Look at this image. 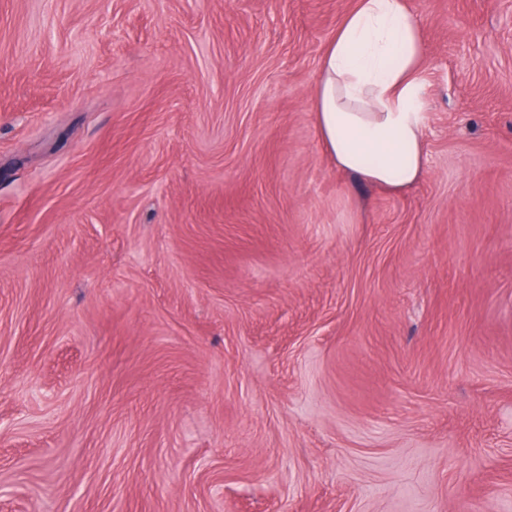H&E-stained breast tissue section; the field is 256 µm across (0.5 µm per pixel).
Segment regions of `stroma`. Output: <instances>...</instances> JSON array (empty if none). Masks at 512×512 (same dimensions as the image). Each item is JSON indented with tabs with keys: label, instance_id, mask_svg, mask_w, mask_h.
Wrapping results in <instances>:
<instances>
[{
	"label": "stroma",
	"instance_id": "35a3bbf8",
	"mask_svg": "<svg viewBox=\"0 0 512 512\" xmlns=\"http://www.w3.org/2000/svg\"><path fill=\"white\" fill-rule=\"evenodd\" d=\"M355 0H0V512H512V0H407L424 175L324 153Z\"/></svg>",
	"mask_w": 512,
	"mask_h": 512
}]
</instances>
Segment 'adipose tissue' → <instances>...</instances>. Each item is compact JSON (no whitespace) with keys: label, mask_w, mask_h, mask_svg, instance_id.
I'll use <instances>...</instances> for the list:
<instances>
[{"label":"adipose tissue","mask_w":512,"mask_h":512,"mask_svg":"<svg viewBox=\"0 0 512 512\" xmlns=\"http://www.w3.org/2000/svg\"><path fill=\"white\" fill-rule=\"evenodd\" d=\"M424 54L406 0H356L310 91L320 142L337 169L391 190L421 178Z\"/></svg>","instance_id":"1"}]
</instances>
